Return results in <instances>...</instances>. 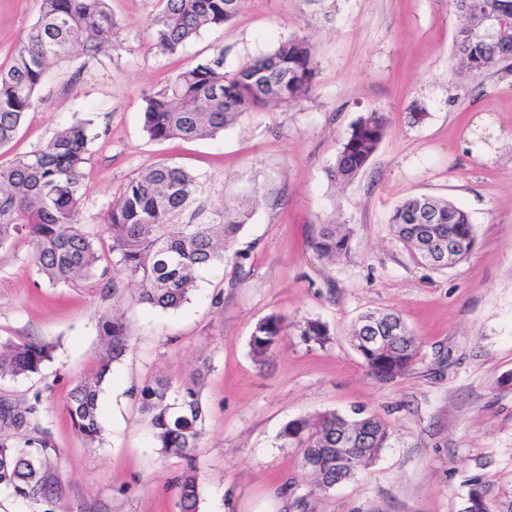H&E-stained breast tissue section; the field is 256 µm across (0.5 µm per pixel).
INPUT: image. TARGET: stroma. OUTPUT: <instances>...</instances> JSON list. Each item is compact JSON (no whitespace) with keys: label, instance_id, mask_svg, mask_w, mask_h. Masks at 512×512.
Wrapping results in <instances>:
<instances>
[{"label":"stroma","instance_id":"stroma-1","mask_svg":"<svg viewBox=\"0 0 512 512\" xmlns=\"http://www.w3.org/2000/svg\"><path fill=\"white\" fill-rule=\"evenodd\" d=\"M109 7L111 53L52 66L43 106L0 148V164L91 120L82 224L103 231L129 178L175 164L248 213L233 245L246 259L243 269L204 273L178 310L127 307L136 342L104 387L106 438L92 446L63 404L73 378L96 368L108 302L98 286L37 275L27 237L0 251V337L55 346L43 378L5 381L0 392H41L57 449L48 468L59 481L48 503L0 488V512H177L172 480L184 462L155 447L129 388L185 378L203 363L199 512H463L474 477L491 501H512V73L458 80L452 0H244L235 19L174 56L152 38L158 0ZM38 11L39 0H0V64ZM295 37L309 39L317 65L297 103L248 112L209 139L154 141L144 131V94L178 71L220 53L232 72ZM375 109L388 118L380 148L354 181L333 185L328 166ZM485 118L498 131L494 155L461 152ZM420 194L455 202L476 228L474 250L447 270L418 265L392 235L393 207ZM322 221L352 225L348 259L327 263L309 248ZM382 309L399 311L419 345L411 368L391 381L369 375L351 345L357 317ZM272 313L290 327L260 366L249 338ZM307 319L327 325L329 342L304 340L298 324ZM326 411L379 416L390 437L357 477L319 491L280 432Z\"/></svg>","mask_w":512,"mask_h":512}]
</instances>
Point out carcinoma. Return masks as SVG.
I'll list each match as a JSON object with an SVG mask.
<instances>
[{"label":"carcinoma","mask_w":512,"mask_h":512,"mask_svg":"<svg viewBox=\"0 0 512 512\" xmlns=\"http://www.w3.org/2000/svg\"><path fill=\"white\" fill-rule=\"evenodd\" d=\"M161 14L155 45L176 54L202 30L232 21L240 0H159ZM461 18L455 51L463 79L488 73L512 72V0H453ZM495 11L497 37L473 34V12ZM115 22L107 0H40L37 20L24 32L8 65L0 66V147L16 136L26 114L39 104L40 89L50 64L75 52L106 55L112 51ZM316 67L311 45L304 38L279 43L273 50L230 73L224 56L187 67L165 85L143 96V128L150 139L193 140L211 137L234 124L246 112L268 105H288L312 88ZM91 121H77L58 130L44 145L0 165V250L26 235L33 246L38 275L50 284L92 282L113 303L135 286L132 301L152 311H174L188 302L201 274L224 263L243 269V255L231 252L248 213L224 202L204 178L176 165L150 164L124 184L109 206L104 224L110 238L112 265L102 264L96 235L81 224L87 197L85 164ZM387 130V117L370 112L361 117L342 143L328 169L334 183H349L368 165ZM426 208L438 215L435 239L457 241L451 261L436 264L428 258L416 226L401 223L404 214ZM390 226L397 241L420 265L443 271L471 252L476 230L471 217L454 202L428 195L408 197L392 211ZM353 230L346 224L316 225L311 240L321 260L345 258ZM102 346L97 369L74 381L64 410L75 433L88 442L103 440L99 396L114 362L135 343L123 315L105 310L98 322ZM288 335L285 317L270 314L255 326L250 338L253 359L264 364ZM301 335L320 346L329 341L327 326L305 320ZM382 336L374 345L370 337ZM351 342L367 371L381 380L404 374L415 361L419 346L396 311L362 314ZM54 346L28 339L0 338V381L41 374L53 358ZM209 366H198L178 385L159 377L135 388L142 420L162 453L186 461L177 477L178 512H198L199 448L205 411L200 391ZM282 438L300 449L302 467L314 477L316 489L326 491L353 478L385 448L389 433L375 416L350 418L336 411L288 422ZM343 436L358 440L345 448L338 464L337 443ZM56 451L43 426L41 391L24 402L0 396V488L16 496L42 501L54 496L56 485L47 475L46 461ZM470 512H492L481 479H471Z\"/></svg>","instance_id":"obj_1"}]
</instances>
